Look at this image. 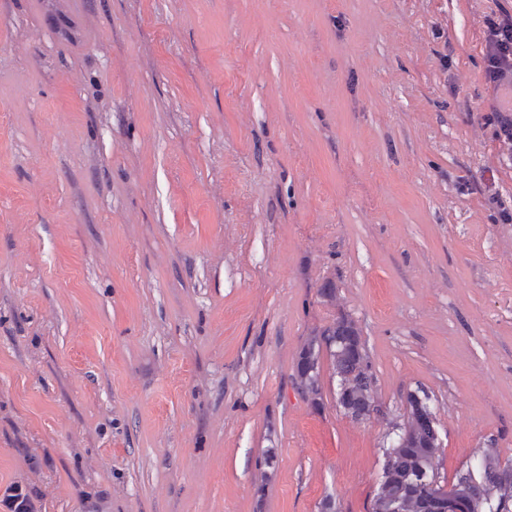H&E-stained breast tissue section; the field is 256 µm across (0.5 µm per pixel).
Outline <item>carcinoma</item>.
<instances>
[{"label":"carcinoma","mask_w":512,"mask_h":512,"mask_svg":"<svg viewBox=\"0 0 512 512\" xmlns=\"http://www.w3.org/2000/svg\"><path fill=\"white\" fill-rule=\"evenodd\" d=\"M323 351L338 378L336 405L343 413L363 420L379 411L365 344L347 315L336 317L299 354L296 371L311 403L322 400ZM406 401L412 430L387 449L371 512H442L444 502L461 506L462 512H512V459L503 462L489 448L463 465L451 484H441L436 414L416 393L407 394Z\"/></svg>","instance_id":"1"}]
</instances>
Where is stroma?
<instances>
[{"label": "stroma", "mask_w": 512, "mask_h": 512, "mask_svg": "<svg viewBox=\"0 0 512 512\" xmlns=\"http://www.w3.org/2000/svg\"><path fill=\"white\" fill-rule=\"evenodd\" d=\"M502 11L0 0V512H368L411 392L512 459ZM342 313L367 420L297 379ZM484 77L505 95L512 91V14L489 16L484 29Z\"/></svg>", "instance_id": "stroma-1"}]
</instances>
